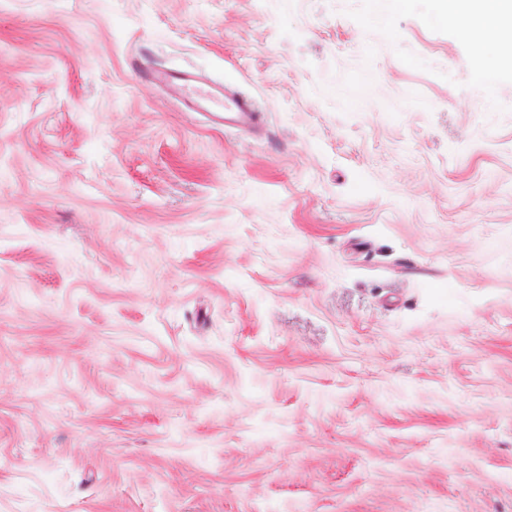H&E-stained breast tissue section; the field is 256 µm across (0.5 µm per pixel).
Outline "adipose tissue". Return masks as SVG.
Instances as JSON below:
<instances>
[{
	"label": "adipose tissue",
	"mask_w": 512,
	"mask_h": 512,
	"mask_svg": "<svg viewBox=\"0 0 512 512\" xmlns=\"http://www.w3.org/2000/svg\"><path fill=\"white\" fill-rule=\"evenodd\" d=\"M450 18L462 20L467 36L494 39L512 24V0H444Z\"/></svg>",
	"instance_id": "1"
}]
</instances>
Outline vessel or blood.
<instances>
[{
  "label": "vessel or blood",
  "mask_w": 512,
  "mask_h": 512,
  "mask_svg": "<svg viewBox=\"0 0 512 512\" xmlns=\"http://www.w3.org/2000/svg\"><path fill=\"white\" fill-rule=\"evenodd\" d=\"M149 80L166 85L177 96L188 100L199 110L207 112L228 127H252L261 114L254 101L229 88H218L200 81L186 70L148 71Z\"/></svg>",
  "instance_id": "b4317fda"
}]
</instances>
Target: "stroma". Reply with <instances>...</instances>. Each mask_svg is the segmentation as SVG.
<instances>
[{"instance_id": "1", "label": "stroma", "mask_w": 512, "mask_h": 512, "mask_svg": "<svg viewBox=\"0 0 512 512\" xmlns=\"http://www.w3.org/2000/svg\"><path fill=\"white\" fill-rule=\"evenodd\" d=\"M0 512H512L497 42L442 0H0ZM149 80L166 85L177 96L188 100L202 112H208L224 127L256 126L262 115L254 101L224 86L217 88L200 81L186 70L152 69Z\"/></svg>"}]
</instances>
